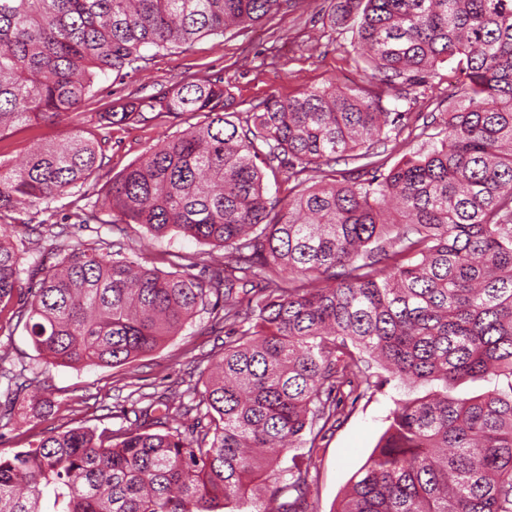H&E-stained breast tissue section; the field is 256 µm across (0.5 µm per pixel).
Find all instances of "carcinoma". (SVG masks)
Segmentation results:
<instances>
[{
    "mask_svg": "<svg viewBox=\"0 0 512 512\" xmlns=\"http://www.w3.org/2000/svg\"><path fill=\"white\" fill-rule=\"evenodd\" d=\"M279 6L0 0V136L75 114L101 77H129L155 53ZM333 22L353 23V50L383 92L272 95L243 117L219 80L134 98L101 114L103 126L188 112L205 121L94 200L84 187L104 153L92 130L0 162V305L19 302L48 363H129L213 295L224 296L215 323L235 332L203 382L130 399L122 416L133 425L0 454V512H220L249 499L251 512H309L306 472L282 466L286 452L306 440L312 458L345 391L391 381L440 389L396 402L337 512H512V0H338ZM443 67L458 106L398 109ZM403 134L424 142L388 168L381 156ZM269 173L292 183L288 195L268 193ZM73 194L74 223L48 217L12 240L11 228ZM92 221L182 234L224 248V260L206 281L151 269L119 239L86 246L79 232ZM366 355L387 377L370 380ZM6 363L0 354L1 429L32 383ZM465 380L492 387L448 394ZM175 415L190 424L169 427Z\"/></svg>",
    "mask_w": 512,
    "mask_h": 512,
    "instance_id": "obj_1",
    "label": "carcinoma"
}]
</instances>
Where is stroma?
Here are the masks:
<instances>
[{"mask_svg": "<svg viewBox=\"0 0 512 512\" xmlns=\"http://www.w3.org/2000/svg\"><path fill=\"white\" fill-rule=\"evenodd\" d=\"M336 5L337 0H282L276 12L256 25L218 37H202L186 51L161 53L144 71L124 80L104 77L100 93L85 102L79 117L8 131L0 138V160L20 159L32 138L50 142L73 127H96L101 112L108 108L195 79L223 78L236 112L249 111L273 95L285 99L329 85L376 92V85L368 83L357 69L352 31L332 22ZM454 86L453 76L440 69L425 91L409 90L401 106L414 112L447 109ZM201 120V114L196 113L113 127L104 146V163L87 183L89 191L105 195L114 175L150 148ZM100 238L124 239L146 264L201 280L224 255L222 249L182 235L152 237L137 224L123 225L118 231L104 224L98 232L83 234L90 245ZM13 312L10 306L0 309V354L8 353L15 365L33 369L36 380L28 392L50 395L52 407L41 415L30 412L16 418L1 431L0 452L5 454L30 447L52 433L119 428L123 424L119 409L131 391L140 388L161 394L178 388L186 373L205 376L208 354L219 353L224 340L223 334L212 329L210 314L204 309L178 335L128 364L55 366L39 355ZM426 392L423 386L399 388L389 384L369 390L354 406L346 407L340 423L317 442L315 465L308 474L309 500L315 512H337L355 474L388 428L396 400H412Z\"/></svg>", "mask_w": 512, "mask_h": 512, "instance_id": "1", "label": "stroma"}]
</instances>
